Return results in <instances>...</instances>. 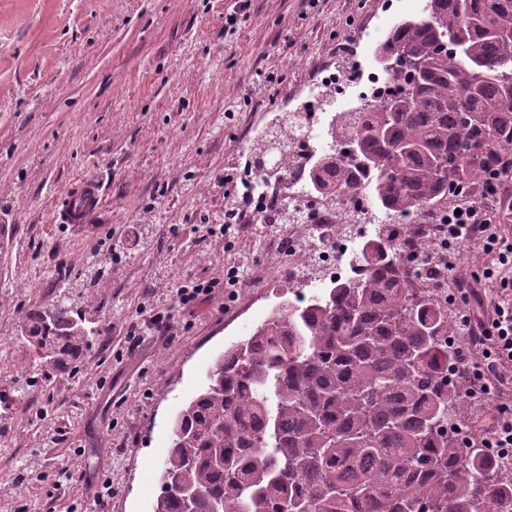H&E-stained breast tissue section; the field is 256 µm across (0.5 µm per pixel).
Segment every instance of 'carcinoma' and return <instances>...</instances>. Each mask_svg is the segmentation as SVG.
I'll list each match as a JSON object with an SVG mask.
<instances>
[{"mask_svg": "<svg viewBox=\"0 0 512 512\" xmlns=\"http://www.w3.org/2000/svg\"><path fill=\"white\" fill-rule=\"evenodd\" d=\"M393 88L332 119L309 191L350 199L370 183L382 217L419 221L451 188L484 181L512 146V0H425L375 52ZM288 113L255 146L284 144ZM406 241L362 245L360 274L299 304L286 300L220 354L177 412L155 512H512V469L444 432L467 404L448 371V310L410 287ZM46 371L93 342L63 296L16 336Z\"/></svg>", "mask_w": 512, "mask_h": 512, "instance_id": "carcinoma-1", "label": "carcinoma"}]
</instances>
